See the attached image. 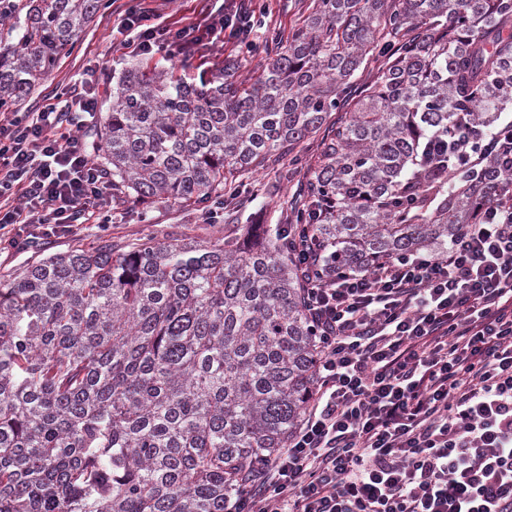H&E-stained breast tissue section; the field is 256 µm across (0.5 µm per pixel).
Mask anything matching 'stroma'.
I'll list each match as a JSON object with an SVG mask.
<instances>
[{"label": "stroma", "instance_id": "35a3bbf8", "mask_svg": "<svg viewBox=\"0 0 512 512\" xmlns=\"http://www.w3.org/2000/svg\"><path fill=\"white\" fill-rule=\"evenodd\" d=\"M267 10V30L271 33L287 35L288 31L307 14L311 0H260ZM127 0H102L101 9L78 34L71 50L65 51L53 72L45 78L38 89L28 97L20 109L24 112L39 111L46 99L53 95L59 85L81 79L85 68L94 66L100 68V85L98 88L100 100L112 96V86L123 67L129 66V59L121 62L112 60V26L118 11L125 9ZM268 55L265 48H257L248 52L245 50H230L223 47L216 53L207 56L204 67L216 76H223L225 63H234L238 75L257 76L266 64ZM335 127L334 122H327L322 129L307 142L300 150L306 157L305 165L299 166L298 172L290 182H278L279 170L288 165L287 156H280L278 161L268 162L257 172L249 175L248 180L255 194L252 200L243 202L233 198H225L224 214L218 223H201L196 209L157 202L143 208L128 205L122 223L112 225L108 232H101L97 225L89 224L77 236L57 240L44 239L28 253L9 258L0 264V275L19 271L23 267L39 261L41 258L64 253L71 248L88 244L92 240L109 235V237L124 240L142 238L150 232L160 234H175L181 239L209 241L223 237L225 224L246 214L260 224L277 223L281 217L286 200L295 197L301 187H304L311 176L309 164L315 161L323 141L330 137Z\"/></svg>", "mask_w": 512, "mask_h": 512}]
</instances>
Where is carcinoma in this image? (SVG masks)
I'll list each match as a JSON object with an SVG mask.
<instances>
[{
    "label": "carcinoma",
    "instance_id": "cac0c4a2",
    "mask_svg": "<svg viewBox=\"0 0 512 512\" xmlns=\"http://www.w3.org/2000/svg\"><path fill=\"white\" fill-rule=\"evenodd\" d=\"M101 0L0 11V112L55 68ZM383 60L357 98L343 90ZM512 0H312L262 73L188 83L142 62L95 133L136 205L211 204L345 110L301 217L327 266L448 246L512 135ZM448 150L431 155L433 142ZM317 341L279 224L195 242L100 239L0 278V512H224L241 474L288 447Z\"/></svg>",
    "mask_w": 512,
    "mask_h": 512
}]
</instances>
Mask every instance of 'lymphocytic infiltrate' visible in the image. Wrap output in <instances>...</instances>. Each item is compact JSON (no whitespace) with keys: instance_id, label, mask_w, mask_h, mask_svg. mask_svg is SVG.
Masks as SVG:
<instances>
[{"instance_id":"1","label":"lymphocytic infiltrate","mask_w":512,"mask_h":512,"mask_svg":"<svg viewBox=\"0 0 512 512\" xmlns=\"http://www.w3.org/2000/svg\"><path fill=\"white\" fill-rule=\"evenodd\" d=\"M254 0L182 26L136 0L117 18L137 56L253 49ZM95 69L36 112L0 113V255L113 223L112 182L82 138ZM292 256L318 361L293 440L243 479L224 512H512V203L448 248L324 271L310 234Z\"/></svg>"}]
</instances>
